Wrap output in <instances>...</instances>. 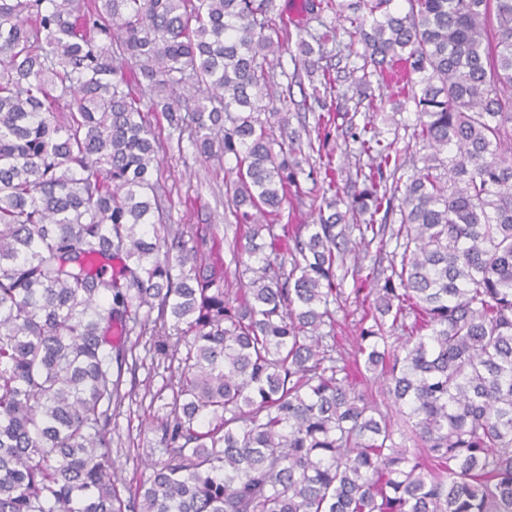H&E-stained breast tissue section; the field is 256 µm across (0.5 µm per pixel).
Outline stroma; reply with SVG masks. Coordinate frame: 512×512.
<instances>
[{
    "instance_id": "35a3bbf8",
    "label": "stroma",
    "mask_w": 512,
    "mask_h": 512,
    "mask_svg": "<svg viewBox=\"0 0 512 512\" xmlns=\"http://www.w3.org/2000/svg\"><path fill=\"white\" fill-rule=\"evenodd\" d=\"M303 0H273L270 13L276 26L286 27L291 47L279 60L280 75L275 78L274 105L287 113L289 130H309L316 151L309 164L317 168L323 156H331L344 173L355 174L358 165V145L352 134L366 122H374L382 138L396 141L404 161L398 178L405 179L414 172L413 162L427 154L428 149L414 136L418 114L413 102L398 95L391 82L372 78L366 85L358 84L352 72L364 51L359 38L344 35L346 20L325 13L322 20L311 19L302 10ZM336 24L341 33L328 43L321 65L330 74L331 88L323 92L322 103H314L311 87L302 62L297 61L299 39L320 33L322 23ZM329 109L335 120L329 130H319L316 121L321 109ZM152 128L162 144L158 181L162 188L164 206L169 222L174 226L192 225L220 242L210 261L227 270V283H234L235 264L232 247L236 224L226 207L224 184L235 179L234 160L217 163L198 153L190 141L179 140L162 115L151 118ZM326 189L321 180L300 178L282 206L281 221L285 224H310L317 218L316 206ZM395 247L386 240L383 248H370L348 256L347 265L358 268L360 278H346L345 292L353 289L370 290L383 283L387 255ZM135 350L124 368L122 391L126 398L112 412V446L109 455L117 473L121 493L134 490L152 473V463L165 459L158 424L167 413L165 408L177 382L176 361L158 355L150 336L129 338Z\"/></svg>"
}]
</instances>
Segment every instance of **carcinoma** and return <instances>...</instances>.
Wrapping results in <instances>:
<instances>
[{
    "label": "carcinoma",
    "mask_w": 512,
    "mask_h": 512,
    "mask_svg": "<svg viewBox=\"0 0 512 512\" xmlns=\"http://www.w3.org/2000/svg\"><path fill=\"white\" fill-rule=\"evenodd\" d=\"M392 3L307 0L317 21L362 12L359 82L405 64L430 149L391 187L394 142L354 133L371 164L348 211L387 215L402 196L348 359L346 258L386 225L264 222L303 173L288 117L277 135L261 118L288 49L272 0H0V512H512V0ZM326 37L299 40L323 86ZM190 80L204 89L186 112ZM152 112L236 161L234 290L207 262L217 240L188 249L166 224ZM341 174L324 163L329 209ZM137 328L179 377L168 457L126 501L103 449Z\"/></svg>",
    "instance_id": "obj_1"
}]
</instances>
